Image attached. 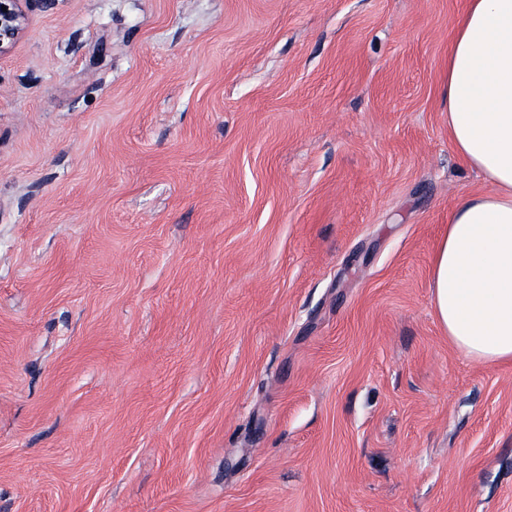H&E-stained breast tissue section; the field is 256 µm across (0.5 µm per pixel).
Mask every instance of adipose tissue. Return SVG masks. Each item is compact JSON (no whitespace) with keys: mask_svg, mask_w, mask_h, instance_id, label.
Listing matches in <instances>:
<instances>
[{"mask_svg":"<svg viewBox=\"0 0 512 512\" xmlns=\"http://www.w3.org/2000/svg\"><path fill=\"white\" fill-rule=\"evenodd\" d=\"M448 131L490 192L461 198L438 241L436 316L470 361L512 360V0H466L448 53Z\"/></svg>","mask_w":512,"mask_h":512,"instance_id":"obj_1","label":"adipose tissue"}]
</instances>
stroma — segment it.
Wrapping results in <instances>:
<instances>
[{
    "label": "stroma",
    "instance_id": "obj_1",
    "mask_svg": "<svg viewBox=\"0 0 512 512\" xmlns=\"http://www.w3.org/2000/svg\"><path fill=\"white\" fill-rule=\"evenodd\" d=\"M466 0H31L0 55V512H512V363L431 269L489 184Z\"/></svg>",
    "mask_w": 512,
    "mask_h": 512
}]
</instances>
